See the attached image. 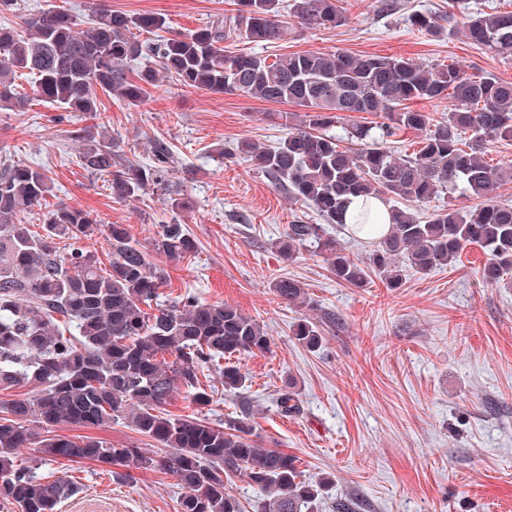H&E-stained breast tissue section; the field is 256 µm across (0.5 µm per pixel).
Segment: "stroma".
<instances>
[{
  "instance_id": "1",
  "label": "stroma",
  "mask_w": 512,
  "mask_h": 512,
  "mask_svg": "<svg viewBox=\"0 0 512 512\" xmlns=\"http://www.w3.org/2000/svg\"><path fill=\"white\" fill-rule=\"evenodd\" d=\"M93 1L159 15L170 33L198 29L233 8L232 0ZM343 2L344 25L298 30L276 53L402 56L512 81V58L472 44L454 28L433 36L408 23L415 11L447 13L448 0H396L389 13L378 11L379 0ZM17 84L31 102L24 112L0 110V164L43 167L54 182L26 222L41 226L64 202L104 224L125 225L144 245L161 225L180 224L196 249L179 263L154 256L166 277L164 298L191 293L232 305L272 339L267 353L241 360L244 388L225 392L219 373L210 371L211 404L196 405L181 389L168 414L215 422L250 411L260 446L294 456L304 480L329 477L318 512H334L337 501L348 499L359 501L357 512H512V288L481 282L480 247H468L450 266L406 268L398 288L375 276L361 288L342 284L312 250L287 262L274 249L294 219L316 224L320 218L236 154L244 141L276 145L295 124L294 105L210 94L164 78L138 106L102 91L96 112H67L34 97L30 80ZM77 130L113 137L122 154L143 164L152 161L156 141L166 142L175 154L168 173L174 195L113 200L103 181L80 167ZM178 194L192 201L190 210L176 207ZM281 277L300 281L314 309L304 313L282 303L272 291ZM304 315L322 331L314 352L290 331ZM289 381L302 411L284 417L274 401ZM56 432L161 450L123 420L91 430L62 425ZM116 471L59 459L39 465L37 474L77 487L59 512H178L181 489L171 475L137 471L120 479Z\"/></svg>"
}]
</instances>
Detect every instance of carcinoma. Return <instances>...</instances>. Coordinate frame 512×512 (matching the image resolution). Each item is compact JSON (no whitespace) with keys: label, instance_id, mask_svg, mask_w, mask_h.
Segmentation results:
<instances>
[{"label":"carcinoma","instance_id":"1","mask_svg":"<svg viewBox=\"0 0 512 512\" xmlns=\"http://www.w3.org/2000/svg\"><path fill=\"white\" fill-rule=\"evenodd\" d=\"M340 2L289 0L287 12L301 28H336L346 21ZM233 4L231 15L157 40L135 35L163 27V19L151 13L98 11L83 21L54 9L23 18L21 28L0 26V109L26 110L28 99L15 87L20 74L33 76L39 95L69 112L98 111L99 89L137 106L161 73L211 94L291 103L303 108L297 127L271 148L246 141L240 150L290 199L310 206L324 221L288 225L275 243L285 260L311 245L343 283L362 287L373 274L398 288L404 265L419 271L451 265L476 245L487 255L478 270L482 282L508 285L512 203L495 199L494 192L512 180V166L488 164L485 152L492 142L512 140V81L468 77L454 64L423 66L395 56L305 52L271 60L226 51L229 31L263 46L287 34L281 0ZM454 8L450 5L446 18L415 13L409 21L437 34L446 19L472 43L512 57V11L460 15ZM445 100L447 113L440 120L407 106ZM346 112L382 113L384 121L353 125L340 137L333 128ZM402 130L423 133L411 156H397L388 147ZM83 141L81 166L109 176L112 198L131 201L170 192L173 156L165 143H155L154 162L143 165L128 160L112 142L94 136ZM457 190L481 203L471 209L450 204L419 219L418 207ZM51 192L52 180L41 167H0V393L25 386L37 390L31 399L0 400V505H13L17 512H58L76 493L71 481L45 482L33 467L18 463L17 449L34 448L40 462L64 458L169 473L183 490L180 512H244L229 487L234 476L263 493L253 512H314L329 478L305 482L294 457L260 447L249 413L221 423L164 413L181 387L196 404L208 405L200 376L213 368L224 391L242 389L246 376L240 366L230 361L222 366L220 359L264 353L271 344L267 331L238 308L203 303L190 293L148 312L165 284L150 253L180 262L194 251L182 225H162L148 248L132 239L125 225H108L112 262L103 269L81 245L99 232L100 221L88 211L61 204L48 213L41 231L25 223V214ZM353 197L389 204L388 231L363 257L326 230L345 227ZM397 200L407 207L393 205ZM272 291L290 306H311L295 279L276 281ZM293 335L310 351L323 342L319 326L306 317L294 324ZM276 407L283 416L301 412L291 390L279 394ZM118 420L170 452L153 455L99 438L53 434L59 425L98 428Z\"/></svg>","mask_w":512,"mask_h":512}]
</instances>
